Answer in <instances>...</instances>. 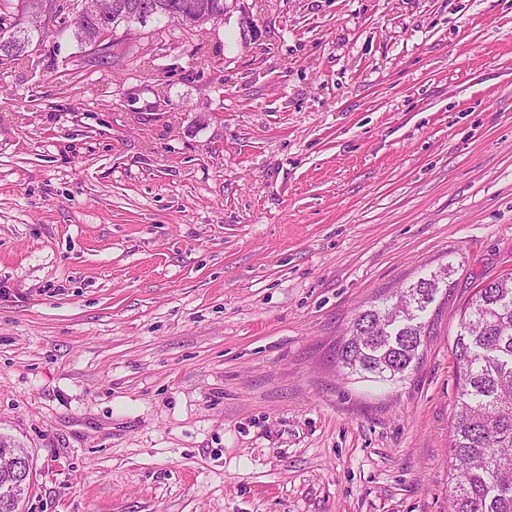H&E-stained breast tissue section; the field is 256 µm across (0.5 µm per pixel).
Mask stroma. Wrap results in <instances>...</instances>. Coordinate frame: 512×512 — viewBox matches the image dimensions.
<instances>
[{
    "label": "stroma",
    "mask_w": 512,
    "mask_h": 512,
    "mask_svg": "<svg viewBox=\"0 0 512 512\" xmlns=\"http://www.w3.org/2000/svg\"><path fill=\"white\" fill-rule=\"evenodd\" d=\"M448 269L418 368L354 314ZM512 271V0H246L0 63L20 512H448L453 341Z\"/></svg>",
    "instance_id": "obj_1"
}]
</instances>
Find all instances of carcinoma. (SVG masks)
Returning a JSON list of instances; mask_svg holds the SVG:
<instances>
[{"mask_svg":"<svg viewBox=\"0 0 512 512\" xmlns=\"http://www.w3.org/2000/svg\"><path fill=\"white\" fill-rule=\"evenodd\" d=\"M26 0L0 10V57L15 59L42 35L22 28ZM156 11L149 22H171L170 11L188 15H224V0H148ZM124 13L112 11L101 23L72 32L81 45L107 34L99 50L103 62L111 58L116 32ZM443 272L420 278L396 296L358 312L349 336L337 350L341 369L364 378L398 383L420 363L421 347L430 324L420 313L435 301ZM458 395L451 418L453 486L449 512H512V277H499L480 288L464 308L460 332L452 347ZM19 473L0 465V512H17L29 485L19 484Z\"/></svg>","mask_w":512,"mask_h":512,"instance_id":"carcinoma-1","label":"carcinoma"}]
</instances>
